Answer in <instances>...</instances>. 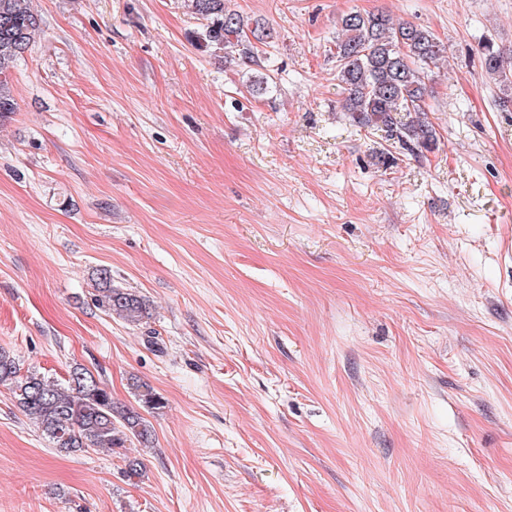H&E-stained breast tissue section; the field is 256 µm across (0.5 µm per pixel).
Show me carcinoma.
<instances>
[{
  "instance_id": "cac0c4a2",
  "label": "carcinoma",
  "mask_w": 512,
  "mask_h": 512,
  "mask_svg": "<svg viewBox=\"0 0 512 512\" xmlns=\"http://www.w3.org/2000/svg\"><path fill=\"white\" fill-rule=\"evenodd\" d=\"M192 10L207 21L199 39L207 48L233 53L244 64L261 63L258 45H269L270 29L249 22L226 6V0H190ZM336 36V77L346 93L343 108L348 119L367 127H383L406 150L421 154L436 144V133L426 117L425 82L431 67L444 58L445 46L435 34L411 22H394L384 11H351L340 19ZM41 20L24 0H0V114L16 108L11 71L35 42ZM486 73L495 77L505 96L500 106H512V62L487 43L483 46ZM414 114L408 123L396 113ZM95 294L98 308L129 325L149 318L143 300L123 288L112 287L110 271L99 272ZM0 385L12 392L17 408L34 423L60 453L105 449L125 456L127 480H143L141 459L128 457V445L146 444L153 427L145 417L164 407L163 398L148 383L133 379L137 406H119L112 392L94 380L91 372L75 366L65 383L29 371L0 348Z\"/></svg>"
}]
</instances>
